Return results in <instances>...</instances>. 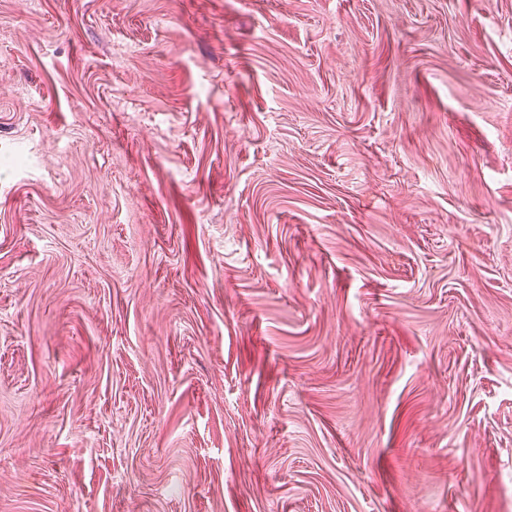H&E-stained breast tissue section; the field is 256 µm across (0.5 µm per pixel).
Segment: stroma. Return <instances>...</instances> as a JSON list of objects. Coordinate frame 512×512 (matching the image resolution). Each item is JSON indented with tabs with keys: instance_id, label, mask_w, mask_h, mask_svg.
Here are the masks:
<instances>
[{
	"instance_id": "stroma-1",
	"label": "stroma",
	"mask_w": 512,
	"mask_h": 512,
	"mask_svg": "<svg viewBox=\"0 0 512 512\" xmlns=\"http://www.w3.org/2000/svg\"><path fill=\"white\" fill-rule=\"evenodd\" d=\"M0 512H512V0H0Z\"/></svg>"
}]
</instances>
